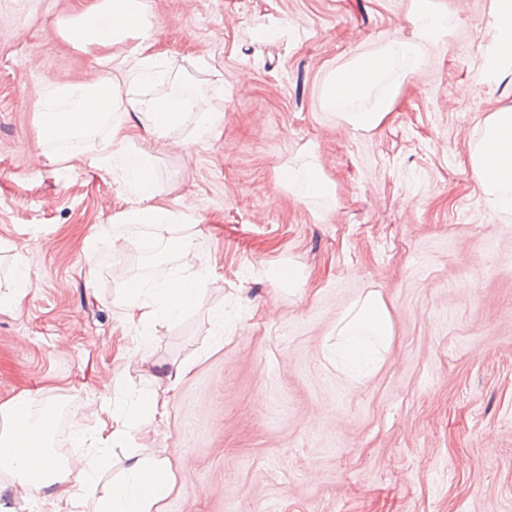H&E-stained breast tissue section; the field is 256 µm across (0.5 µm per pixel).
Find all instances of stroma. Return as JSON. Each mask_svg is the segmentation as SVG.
I'll return each mask as SVG.
<instances>
[{
  "mask_svg": "<svg viewBox=\"0 0 512 512\" xmlns=\"http://www.w3.org/2000/svg\"><path fill=\"white\" fill-rule=\"evenodd\" d=\"M88 2L0 0V405L36 398L76 474V428L121 470L110 402L155 399L150 448L176 477L165 512H512V214L487 208L470 160L484 119L512 108V67L478 78L491 0H431L458 25L422 45L367 133L324 108V84L411 36L414 0H148L165 60L153 89L177 79L198 102L165 141L131 144L156 203L182 216L148 280L194 275L207 291L135 325L121 300L141 246L122 221L134 195L81 141L36 147L39 87L125 71L128 44L101 66L61 35ZM204 110L224 121L198 140ZM310 160L334 196L280 183L279 167ZM371 293L392 341L351 380L329 355Z\"/></svg>",
  "mask_w": 512,
  "mask_h": 512,
  "instance_id": "35a3bbf8",
  "label": "stroma"
}]
</instances>
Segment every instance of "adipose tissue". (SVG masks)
Masks as SVG:
<instances>
[{
	"label": "adipose tissue",
	"mask_w": 512,
	"mask_h": 512,
	"mask_svg": "<svg viewBox=\"0 0 512 512\" xmlns=\"http://www.w3.org/2000/svg\"><path fill=\"white\" fill-rule=\"evenodd\" d=\"M411 22V37L387 40L326 82L323 96L327 108L354 131L365 133L382 124L400 87L421 66V44L447 37L456 25L454 16L435 11L429 0H420ZM492 26V46L479 72L483 80L512 66V0H493ZM65 36L75 45L100 51L127 39L133 45L125 57L127 70L122 83L104 77L49 86L38 92L34 103L38 147L74 139L91 146L99 130L108 129L109 153L124 157L121 179L138 196V204L127 212L125 223L148 224L159 230L177 223L173 211L154 202L152 170L139 156L127 152L134 136L165 139L194 107L175 85L160 96L147 92L162 65L160 54L154 50V23L147 0H94L67 21ZM126 112L137 113L138 125L124 122ZM470 159L489 209L512 212V108L486 119ZM279 180L303 198L333 193L332 184L312 163L282 167ZM204 292L203 283L194 277H180L156 289L133 279L122 290L125 316L131 322L172 318L199 303ZM338 336L336 362L342 370L353 378L372 373L381 348L392 339L390 314L382 299L366 296L345 315ZM35 404V398L24 396L0 406V468L11 475L16 494L24 496L36 490L49 499H64L67 512H84L89 500L94 501L95 512H165L175 488L170 457L129 456L123 475L102 485L97 475L109 468L110 460L104 449L96 448L87 468L71 475L49 447L50 416L34 414Z\"/></svg>",
	"instance_id": "obj_1"
}]
</instances>
